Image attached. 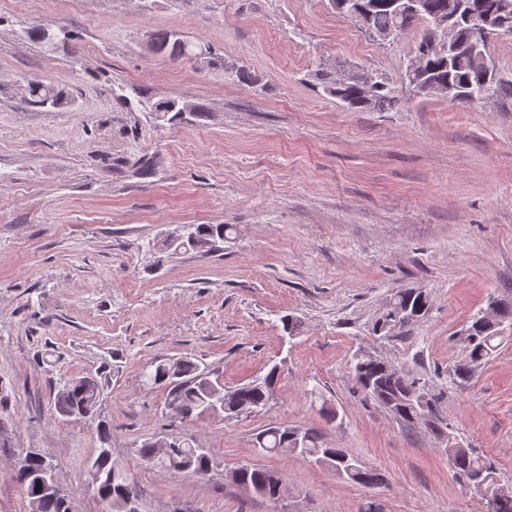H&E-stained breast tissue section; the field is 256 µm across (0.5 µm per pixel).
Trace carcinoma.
<instances>
[{"instance_id":"cac0c4a2","label":"carcinoma","mask_w":512,"mask_h":512,"mask_svg":"<svg viewBox=\"0 0 512 512\" xmlns=\"http://www.w3.org/2000/svg\"><path fill=\"white\" fill-rule=\"evenodd\" d=\"M512 5V0H423V8L417 12H396L386 5V0H351L354 7L372 5L366 24L361 26L366 33L400 31L421 26L423 34L417 46L416 54L425 60L426 76L423 81L446 82L454 86L460 96L457 104L471 106L487 101L512 102V78L503 76L486 79L481 72V57L471 50L470 20L477 17L486 30L485 54H490L493 40L503 36H512V8L504 11L503 3ZM455 10V39L457 50L448 58L439 50L441 34L434 28L432 21L445 17ZM23 33L31 41L67 45L72 41L69 30L60 27L58 32L42 24H31ZM179 34L159 30L151 35V46L157 53L172 59L191 58L196 55L194 45L183 40L176 44ZM370 80L372 92L363 95L362 85L356 82L347 85L338 84L336 73L324 69L317 70L318 86L330 96L340 100L344 106L359 112H392L403 105V94L397 86L383 76L362 74ZM131 95L138 99L145 111L162 116H170L174 121L185 112L197 111L196 106L169 100L152 103L141 96L136 89ZM21 98L25 105L63 109L67 107V93L40 80H28L21 88ZM224 224H187L183 226V235L165 240V246L175 251H210L219 248L224 241ZM389 305L394 308L410 307L414 312L424 307L414 296V289L402 288L396 291ZM392 311L386 309L372 327L377 339H385L403 333V329L391 332L389 326ZM481 314L474 315L462 334V343L473 362L489 357L496 345L494 340L500 335V328L493 330L481 324ZM354 378L364 398L372 400L387 409L395 418L411 425L426 417L436 415V398L429 392L426 383L409 376L404 367L389 363L374 355L354 356L350 363ZM278 376L277 367H272L265 376L249 383L224 389L211 375L204 372L200 364L189 356L168 358L159 361L154 370L147 375L151 385L167 391V408L174 419L187 421L207 414L210 407L216 405L225 416L248 417L264 409L272 395V389ZM104 386L94 375L75 377L66 382L54 399V410L63 419H91L96 416ZM99 446L88 463V469L103 475V480L92 486L100 501H114L120 497L138 498L139 489L126 469L112 459V426L105 421L97 424ZM174 450L168 456L157 454L154 442L143 441L137 446V454L148 463L179 470L193 464L189 473L197 478L209 475L213 465L211 458L196 453L195 436L191 433L173 435ZM258 448L271 454H297L311 458L330 467L342 478L354 483L369 486L378 480V475L362 466L357 459L341 448H329L323 444L319 433L313 428L300 426L269 427L256 437ZM448 462L455 473H468L474 477L469 488L491 497L492 512H512V492L498 494V472L495 463L474 448H463L454 443L444 449ZM42 462L37 458L24 461L18 468L17 480L28 499L30 512H71L67 494L57 496L40 487ZM243 481L261 486L269 496L287 489L283 475L275 470L251 465L245 470Z\"/></svg>"}]
</instances>
